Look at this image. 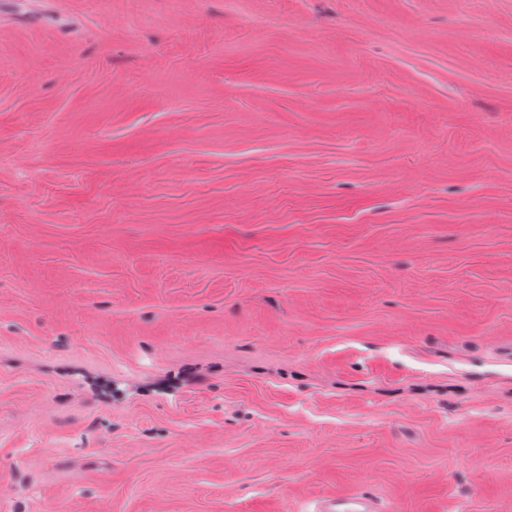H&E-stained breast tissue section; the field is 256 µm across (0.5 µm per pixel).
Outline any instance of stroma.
<instances>
[{"label":"stroma","mask_w":512,"mask_h":512,"mask_svg":"<svg viewBox=\"0 0 512 512\" xmlns=\"http://www.w3.org/2000/svg\"><path fill=\"white\" fill-rule=\"evenodd\" d=\"M512 0H0V512H512ZM320 512H376L364 498L357 493L332 495L322 498L319 502Z\"/></svg>","instance_id":"stroma-1"}]
</instances>
